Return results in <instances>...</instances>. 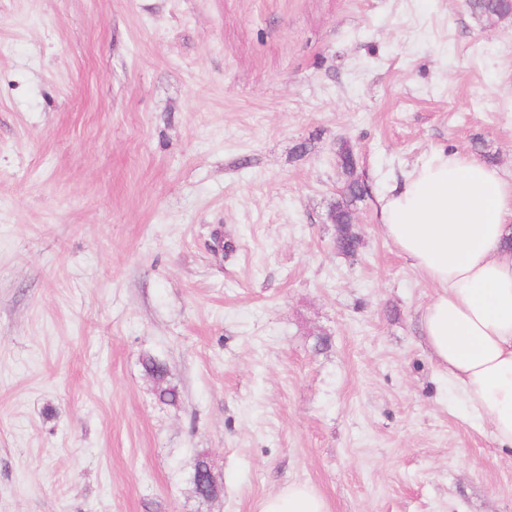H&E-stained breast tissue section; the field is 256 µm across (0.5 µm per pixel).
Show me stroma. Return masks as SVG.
Listing matches in <instances>:
<instances>
[{
	"label": "stroma",
	"instance_id": "obj_1",
	"mask_svg": "<svg viewBox=\"0 0 512 512\" xmlns=\"http://www.w3.org/2000/svg\"><path fill=\"white\" fill-rule=\"evenodd\" d=\"M440 150L512 177V19L466 0H0V512H512L379 230ZM337 163L347 175L336 202L331 204L327 220L336 226L335 245L339 253L354 256L361 244V237L356 228L355 206L368 193V185L356 174L357 164L352 147L346 140H341L336 151ZM141 365L145 373L158 379L154 391L156 398L163 404L176 405L179 400V391L170 380L166 364L151 354H144L141 358ZM214 477V475H213ZM209 472V465L206 459V454L198 455L194 474H193V485L196 495L203 500L213 499V489L215 488V482ZM217 487L220 489L221 486L217 482ZM258 512H329L324 497L312 486L291 483L277 493L266 496Z\"/></svg>",
	"mask_w": 512,
	"mask_h": 512
}]
</instances>
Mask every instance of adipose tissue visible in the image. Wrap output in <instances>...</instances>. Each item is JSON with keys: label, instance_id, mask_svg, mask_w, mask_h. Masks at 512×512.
Masks as SVG:
<instances>
[{"label": "adipose tissue", "instance_id": "ef3b65f1", "mask_svg": "<svg viewBox=\"0 0 512 512\" xmlns=\"http://www.w3.org/2000/svg\"><path fill=\"white\" fill-rule=\"evenodd\" d=\"M382 236L434 286L426 344L472 416L512 450V179L472 156L432 154L379 210ZM259 512H329L291 483Z\"/></svg>", "mask_w": 512, "mask_h": 512}]
</instances>
